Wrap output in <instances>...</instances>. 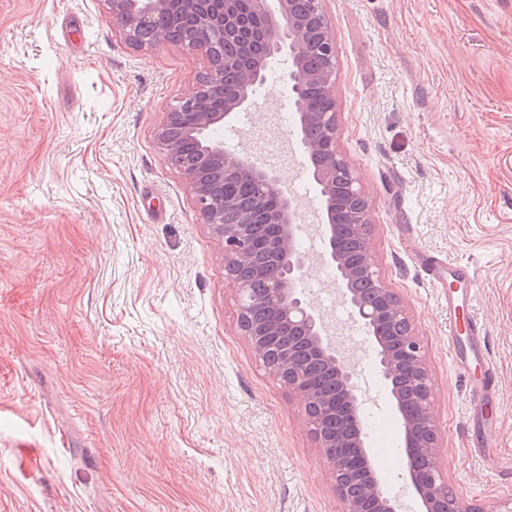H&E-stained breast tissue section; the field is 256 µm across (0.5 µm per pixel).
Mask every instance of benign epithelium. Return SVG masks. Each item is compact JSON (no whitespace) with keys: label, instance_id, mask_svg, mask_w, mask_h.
Masks as SVG:
<instances>
[{"label":"benign epithelium","instance_id":"benign-epithelium-1","mask_svg":"<svg viewBox=\"0 0 512 512\" xmlns=\"http://www.w3.org/2000/svg\"><path fill=\"white\" fill-rule=\"evenodd\" d=\"M112 25L133 48L152 52L186 44L206 61L205 78L178 101L155 132L167 162L186 176L196 207L224 243V279L233 287L237 326L266 373L297 394L304 423L331 467L342 512H402L381 484L360 409L367 399L350 359L335 344L326 315L306 290L312 264L300 245L301 211L278 173L256 157L224 147L221 135L255 105L258 88L278 79L296 112L295 134L322 198L321 263L375 343L379 376L398 414L405 447V484L419 512H512V497L484 509L448 488L431 413L434 383L424 344L401 297L373 264L369 204L353 164L338 147L334 89L336 46L323 0H106ZM282 54L286 70L269 64ZM323 108L306 111V92ZM247 183L251 201L232 188ZM348 207L352 260L336 249V207ZM274 257L276 274L261 276L258 254Z\"/></svg>","mask_w":512,"mask_h":512}]
</instances>
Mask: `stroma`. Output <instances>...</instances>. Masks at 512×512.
<instances>
[{"label":"stroma","mask_w":512,"mask_h":512,"mask_svg":"<svg viewBox=\"0 0 512 512\" xmlns=\"http://www.w3.org/2000/svg\"><path fill=\"white\" fill-rule=\"evenodd\" d=\"M338 142L369 201L373 262L411 312L434 379L450 489L512 497V0H324ZM206 64L152 54L105 0H0V512H341L300 399L237 327L224 245L154 133ZM262 95L227 149L288 175L307 224L321 200ZM475 270L461 322L483 324L498 389L476 406L452 363L447 282ZM313 300L347 331L363 415L396 454L374 343L331 274ZM505 461L487 473L473 433Z\"/></svg>","instance_id":"stroma-1"}]
</instances>
